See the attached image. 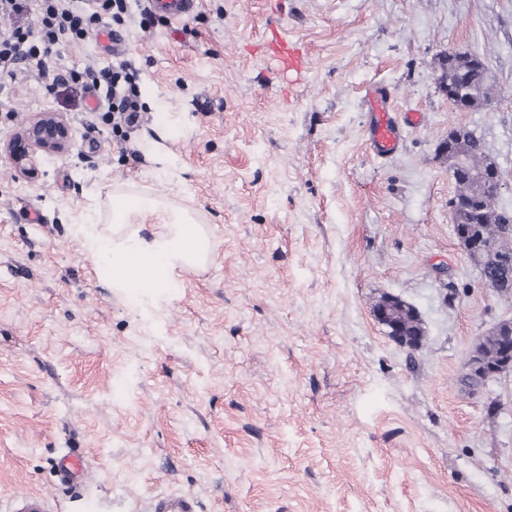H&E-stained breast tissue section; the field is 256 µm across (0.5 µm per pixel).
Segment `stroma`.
<instances>
[{
    "instance_id": "1",
    "label": "stroma",
    "mask_w": 512,
    "mask_h": 512,
    "mask_svg": "<svg viewBox=\"0 0 512 512\" xmlns=\"http://www.w3.org/2000/svg\"><path fill=\"white\" fill-rule=\"evenodd\" d=\"M131 0L124 51L84 39L0 82V142L63 113L72 147L32 176L0 155V512H143L184 493L199 512H512V370L480 389L470 357L512 304L457 239L439 148L481 134L512 209V0H198L187 19ZM304 54L289 74L265 42ZM481 55L500 95L458 112L440 57ZM131 61L141 110L125 140L58 75ZM420 115L392 156L368 145L365 92ZM179 116L176 179L142 151ZM116 193L193 212L213 254L150 314L98 275L75 224ZM419 313L418 348L372 308ZM82 458L63 485L58 465ZM397 297L389 296L386 303L380 307L373 308V315L383 325H391L392 337L401 345L412 347L417 345V340L406 333L394 322H392L391 305L396 301Z\"/></svg>"
}]
</instances>
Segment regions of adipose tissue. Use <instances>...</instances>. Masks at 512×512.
I'll list each match as a JSON object with an SVG mask.
<instances>
[{"label": "adipose tissue", "mask_w": 512, "mask_h": 512, "mask_svg": "<svg viewBox=\"0 0 512 512\" xmlns=\"http://www.w3.org/2000/svg\"><path fill=\"white\" fill-rule=\"evenodd\" d=\"M111 223L106 232L87 221L74 225L73 233L100 277L140 307L171 295L182 285V272L212 255L210 237L191 212L155 196L114 195Z\"/></svg>", "instance_id": "ef3b65f1"}]
</instances>
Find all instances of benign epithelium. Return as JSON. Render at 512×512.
I'll list each match as a JSON object with an SVG mask.
<instances>
[{
    "label": "benign epithelium",
    "mask_w": 512,
    "mask_h": 512,
    "mask_svg": "<svg viewBox=\"0 0 512 512\" xmlns=\"http://www.w3.org/2000/svg\"><path fill=\"white\" fill-rule=\"evenodd\" d=\"M480 61L482 58L473 52L450 51L442 56L439 88L447 96L448 102L462 112L473 110L472 99L467 95L468 72L472 65ZM70 148L67 119L57 112H39L22 127L15 140L5 147V151L20 172L29 173L34 170L36 152L60 154L68 152ZM440 152L448 162V174L452 179L464 178L476 187L473 194L454 196L449 200L455 235L471 259L483 249V235L477 226L485 210L483 188L490 186L493 195H499L502 188L500 169L495 164L482 169L472 167L471 141L463 126L448 130V138L442 143ZM395 301L396 297H388L386 303L373 308V315L381 324L391 326L392 337L399 344L412 347L417 344V340L392 322L391 305ZM493 333L500 336L499 359L491 362L479 352L471 359L468 376L470 382L477 386L512 369V323L506 321L498 324Z\"/></svg>",
    "instance_id": "benign-epithelium-1"
}]
</instances>
